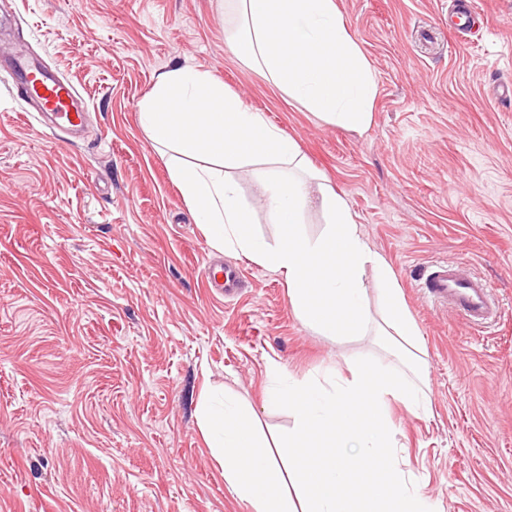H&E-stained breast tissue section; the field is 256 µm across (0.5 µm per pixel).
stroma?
Returning a JSON list of instances; mask_svg holds the SVG:
<instances>
[{"instance_id":"1","label":"stroma","mask_w":512,"mask_h":512,"mask_svg":"<svg viewBox=\"0 0 512 512\" xmlns=\"http://www.w3.org/2000/svg\"><path fill=\"white\" fill-rule=\"evenodd\" d=\"M226 0H0L9 50L70 80L80 132L0 87V499L15 512H250L200 433L203 390L262 408L270 364L302 376L383 349L294 315L283 278L212 246L139 124L163 73L192 66L293 135L391 265L429 362L432 412L396 401L401 468L438 512H512V0H338L379 78L362 134L326 125L244 66ZM255 216L280 227L242 165ZM238 266L231 297L208 261ZM462 261L498 320L468 326L424 293Z\"/></svg>"}]
</instances>
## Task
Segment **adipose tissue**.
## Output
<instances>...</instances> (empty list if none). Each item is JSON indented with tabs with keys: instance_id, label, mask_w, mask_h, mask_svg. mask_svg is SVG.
Wrapping results in <instances>:
<instances>
[{
	"instance_id": "obj_1",
	"label": "adipose tissue",
	"mask_w": 512,
	"mask_h": 512,
	"mask_svg": "<svg viewBox=\"0 0 512 512\" xmlns=\"http://www.w3.org/2000/svg\"><path fill=\"white\" fill-rule=\"evenodd\" d=\"M227 41L239 60L327 124L366 131L378 78L337 0H231ZM141 127L168 157L184 204L212 246L283 277L304 326L330 339L380 338L384 355L296 376L271 366L267 409H287V432L266 437L232 398L202 400L201 428L229 490L251 512H434L394 453L390 401L427 416V361L395 273L374 251L344 195L311 167L296 139L208 73L178 67L138 104ZM249 164L280 226L269 240L229 176ZM324 226L306 230L310 206ZM376 292L378 312L368 294Z\"/></svg>"
}]
</instances>
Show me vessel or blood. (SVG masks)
Masks as SVG:
<instances>
[{
	"mask_svg": "<svg viewBox=\"0 0 512 512\" xmlns=\"http://www.w3.org/2000/svg\"><path fill=\"white\" fill-rule=\"evenodd\" d=\"M13 73L21 78L26 95L37 105L52 102L59 117L65 118L68 125L82 122V112L69 108L76 94L70 81L48 75L29 65L21 56L16 59ZM423 286L434 302L461 316L469 326L484 325L494 312L490 283L460 266L435 265L427 273Z\"/></svg>",
	"mask_w": 512,
	"mask_h": 512,
	"instance_id": "b4317fda",
	"label": "vessel or blood"
}]
</instances>
